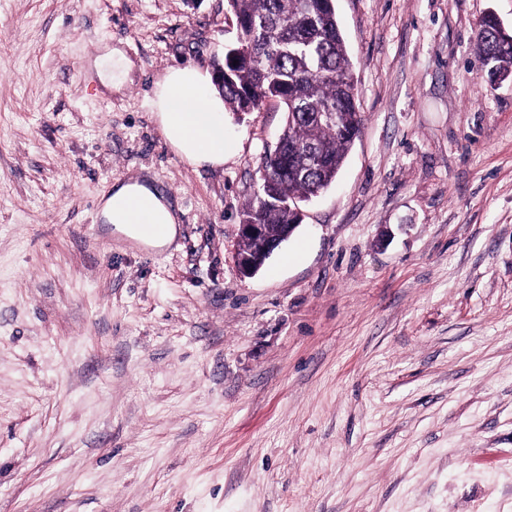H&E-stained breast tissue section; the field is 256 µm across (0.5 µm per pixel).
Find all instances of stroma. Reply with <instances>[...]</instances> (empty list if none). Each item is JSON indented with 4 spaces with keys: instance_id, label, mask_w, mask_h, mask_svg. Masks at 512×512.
I'll return each mask as SVG.
<instances>
[{
    "instance_id": "stroma-1",
    "label": "stroma",
    "mask_w": 512,
    "mask_h": 512,
    "mask_svg": "<svg viewBox=\"0 0 512 512\" xmlns=\"http://www.w3.org/2000/svg\"><path fill=\"white\" fill-rule=\"evenodd\" d=\"M335 3L361 132L244 278L282 108L225 113L211 167L151 106L222 61L226 0H0V512H512V78L474 48L512 0ZM144 180L165 249L98 220ZM98 55L93 64L98 71L102 84L112 90H121L127 83L133 62L119 48H106Z\"/></svg>"
}]
</instances>
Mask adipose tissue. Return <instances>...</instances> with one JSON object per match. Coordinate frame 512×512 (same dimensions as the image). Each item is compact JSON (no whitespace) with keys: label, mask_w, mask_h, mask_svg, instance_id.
I'll return each instance as SVG.
<instances>
[{"label":"adipose tissue","mask_w":512,"mask_h":512,"mask_svg":"<svg viewBox=\"0 0 512 512\" xmlns=\"http://www.w3.org/2000/svg\"><path fill=\"white\" fill-rule=\"evenodd\" d=\"M207 77L199 69L168 71L159 83L153 109L167 142L191 164L220 166L229 150L218 94L203 91ZM99 218L116 233L154 248L169 245L178 232V218L160 193L145 182L115 184L99 205Z\"/></svg>","instance_id":"obj_1"}]
</instances>
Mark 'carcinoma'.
Listing matches in <instances>:
<instances>
[{
	"label": "carcinoma",
	"instance_id": "1",
	"mask_svg": "<svg viewBox=\"0 0 512 512\" xmlns=\"http://www.w3.org/2000/svg\"><path fill=\"white\" fill-rule=\"evenodd\" d=\"M236 41L216 66L214 86L235 115L278 102L286 122L258 170V186L242 210L250 224L272 235L295 224V205L316 197L341 168L362 116L351 79L353 67L334 0H227ZM476 56L492 87L512 75V32L487 14L479 22ZM336 113V122L317 118Z\"/></svg>",
	"mask_w": 512,
	"mask_h": 512
}]
</instances>
